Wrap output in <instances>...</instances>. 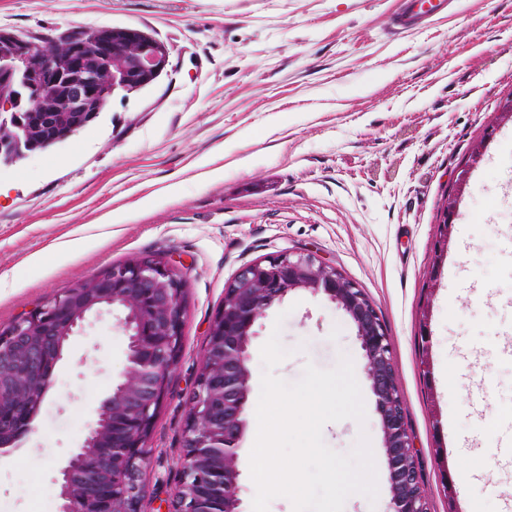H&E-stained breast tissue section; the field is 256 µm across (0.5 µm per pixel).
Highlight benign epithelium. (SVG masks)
I'll return each instance as SVG.
<instances>
[{
    "label": "benign epithelium",
    "instance_id": "benign-epithelium-1",
    "mask_svg": "<svg viewBox=\"0 0 512 512\" xmlns=\"http://www.w3.org/2000/svg\"><path fill=\"white\" fill-rule=\"evenodd\" d=\"M68 47V53L56 55L0 30V164L66 142L99 117L113 94L152 84L169 57L164 43L128 27L77 30ZM109 67L112 77L100 78ZM44 96L55 100L50 111L37 106ZM91 280L94 288H65L0 330V356L8 353L22 363L9 382L0 379V408L4 396L27 381L48 392L70 336L89 315L112 307L128 336V365L101 402L82 446L60 470L61 512H118L116 501L127 498L133 499L134 512H142V499L132 498L135 490L125 472L151 457L150 431L182 353L186 281L160 257L117 263ZM295 290L326 296L355 326L380 417L392 512H429L390 337L372 300L336 268L287 252L242 266L224 287V302L210 327L190 395L179 480L170 491L167 512H245L239 442L247 427L248 348L264 311ZM40 409L39 403L18 404L13 420L0 421V450L32 432ZM109 420L112 485L106 487L91 460V445Z\"/></svg>",
    "mask_w": 512,
    "mask_h": 512
}]
</instances>
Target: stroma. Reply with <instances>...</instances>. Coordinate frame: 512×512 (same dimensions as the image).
Returning a JSON list of instances; mask_svg holds the SVG:
<instances>
[{"instance_id":"1","label":"stroma","mask_w":512,"mask_h":512,"mask_svg":"<svg viewBox=\"0 0 512 512\" xmlns=\"http://www.w3.org/2000/svg\"><path fill=\"white\" fill-rule=\"evenodd\" d=\"M406 0H0V29L44 42L102 26L142 30L169 49L151 85L116 93L66 144L0 169V328L113 264L157 256L186 283L181 359L150 434L144 512H166L179 475L188 397L224 285L246 263L303 252L372 299L390 337L399 392L430 512H506L512 471L482 449L512 420V0H450L406 28ZM496 133L480 159L472 147ZM216 158L224 175L199 180ZM470 178L443 259L437 227L462 169ZM127 214L108 235L86 228ZM73 237L84 247L39 271L27 259ZM440 271H433V264ZM249 346L259 394L261 348L291 354L275 376L349 356L364 370L354 325L305 291L267 309ZM111 311L71 337L54 385L18 449L0 454V512H59V470L76 452L126 366ZM482 405L471 399L485 378ZM366 422L324 425L348 453L367 433L376 502L390 512L375 397ZM450 475L454 498L443 491Z\"/></svg>"}]
</instances>
